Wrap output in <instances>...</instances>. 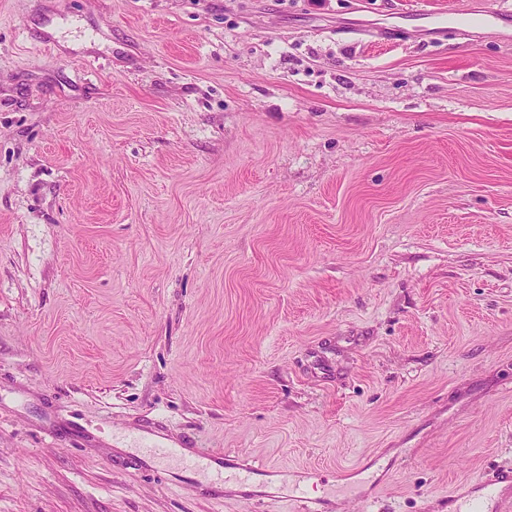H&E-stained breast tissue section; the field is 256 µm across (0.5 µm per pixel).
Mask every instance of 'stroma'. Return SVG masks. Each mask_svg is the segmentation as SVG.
<instances>
[{
    "label": "stroma",
    "instance_id": "1",
    "mask_svg": "<svg viewBox=\"0 0 512 512\" xmlns=\"http://www.w3.org/2000/svg\"><path fill=\"white\" fill-rule=\"evenodd\" d=\"M349 512L512 467V0H0V512ZM148 441L146 456L152 460L170 454H179L181 467L178 472L172 473L173 479L179 484H192V474L201 470H210L216 479L223 481L224 471L233 470L237 483L242 486H251L256 482L267 486L272 483V478L278 476L281 471L271 468L253 466L238 455L195 452L186 454L180 452L176 444L172 443L164 434H156L153 437L144 438Z\"/></svg>",
    "mask_w": 512,
    "mask_h": 512
}]
</instances>
